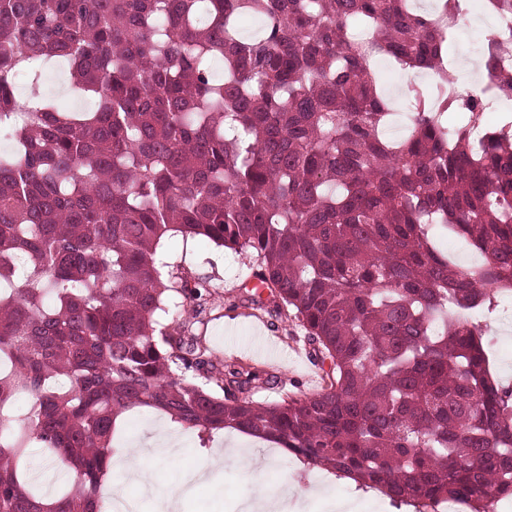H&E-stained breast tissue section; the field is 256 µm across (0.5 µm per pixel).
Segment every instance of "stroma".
I'll return each instance as SVG.
<instances>
[{
	"instance_id": "35a3bbf8",
	"label": "stroma",
	"mask_w": 512,
	"mask_h": 512,
	"mask_svg": "<svg viewBox=\"0 0 512 512\" xmlns=\"http://www.w3.org/2000/svg\"><path fill=\"white\" fill-rule=\"evenodd\" d=\"M160 255L196 277L219 285V297L191 326L193 335L206 338L214 360L242 361L271 373L299 397L320 391L330 365L312 359L300 328L266 312L245 316L239 307V299L247 294L241 286L249 272L246 255L196 238L186 241L179 235L163 242ZM490 327L494 337L492 366L499 378L512 382V315L499 312ZM161 430L175 439L181 453L177 467L162 464L156 468L152 482L156 496L142 499V512H155L159 496L176 498L178 512H242L239 498L254 479L282 512H339L343 507L349 512H409L408 507L393 503L381 493L360 489L324 469L303 468L285 451L269 453L267 443L252 442L238 432H221L204 443L196 432L184 430L166 415L146 408L124 415L120 448L112 456V463L135 460L145 440ZM225 448L233 449L234 454L225 460L223 472L191 491H183V472L203 467ZM246 453L265 458L267 467L258 477H251L246 468L242 459ZM27 466L32 481L46 495L55 494L73 478L66 462L37 451L32 452Z\"/></svg>"
}]
</instances>
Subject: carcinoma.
Wrapping results in <instances>:
<instances>
[{
  "mask_svg": "<svg viewBox=\"0 0 512 512\" xmlns=\"http://www.w3.org/2000/svg\"><path fill=\"white\" fill-rule=\"evenodd\" d=\"M488 3L492 95L465 97L448 78L460 0H0V512H100L141 407L203 442L282 444L414 512L512 500V384L477 320L512 292V113L473 129L512 97V0ZM381 59L435 73L407 87L398 141ZM55 62L86 107L42 92ZM435 229L484 261L458 264ZM171 234L249 254L248 279L330 360L320 392L259 403L262 373L213 363L184 316L209 283L155 258ZM31 448L69 464L66 489L34 493Z\"/></svg>",
  "mask_w": 512,
  "mask_h": 512,
  "instance_id": "cac0c4a2",
  "label": "carcinoma"
}]
</instances>
